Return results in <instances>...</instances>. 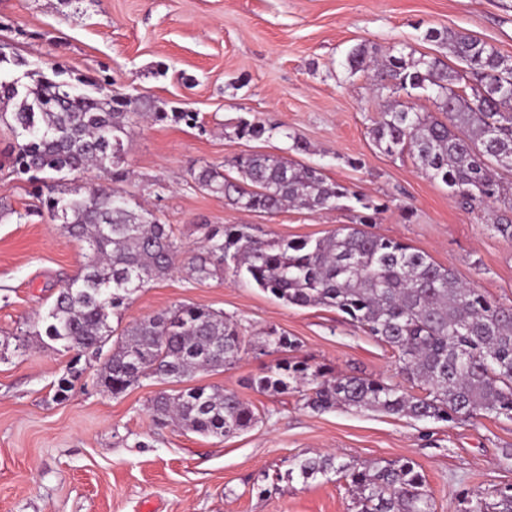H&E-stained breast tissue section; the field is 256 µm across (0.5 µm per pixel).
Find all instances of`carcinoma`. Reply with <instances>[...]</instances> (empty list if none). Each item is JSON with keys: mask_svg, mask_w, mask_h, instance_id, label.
<instances>
[{"mask_svg": "<svg viewBox=\"0 0 512 512\" xmlns=\"http://www.w3.org/2000/svg\"><path fill=\"white\" fill-rule=\"evenodd\" d=\"M424 39L448 49L463 64L452 69L426 54L378 56L367 44L347 56L350 73L373 72L392 100L374 121L370 136L387 156L413 158L431 178L448 186L465 208L485 210L493 228L512 238V57L463 30L430 28ZM27 62L0 47V120L15 141L13 172L40 182L36 198L63 232L86 244L81 272L57 290L39 318L45 335L74 352L73 366L59 379L62 401L80 375L85 355L102 360L97 384L114 397L146 378L183 382L200 370L235 364L245 352L237 321L221 311L176 305L121 330L133 295L166 277L184 254L170 224L115 188H91L67 197L48 175L98 170L125 183L124 141L140 120L198 126L195 112H168L150 99L114 94L105 81L72 83L57 64L51 74L27 71L32 80L17 88L14 68ZM427 93L439 115L418 112L409 102ZM269 129L240 120L241 138L259 139ZM235 175L214 165L191 172L198 186L247 211L275 214L292 205L309 211L355 210V223L317 238L263 239L248 224H202L203 248L187 258L198 282L221 278L224 267L270 292L286 305L326 307L346 316L364 333L398 352L407 387L382 379L335 377L305 361L283 359L256 380L261 391L278 393L293 383L308 386L306 407L383 411L415 420L474 422L512 418V307L489 299L428 255L369 234L386 208L328 180L321 169L285 157L247 153L236 158ZM505 204L502 210L494 209ZM265 346L294 352L298 343L275 328ZM158 422L169 420L206 436L224 437L251 427L257 417L235 393L219 386H193L153 400ZM307 481L340 474L355 492L359 512H434L422 474L409 459L362 466L328 455L302 459L288 473ZM465 512H512V485L465 496Z\"/></svg>", "mask_w": 512, "mask_h": 512, "instance_id": "carcinoma-1", "label": "carcinoma"}]
</instances>
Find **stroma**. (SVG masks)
Returning a JSON list of instances; mask_svg holds the SVG:
<instances>
[{
  "mask_svg": "<svg viewBox=\"0 0 512 512\" xmlns=\"http://www.w3.org/2000/svg\"><path fill=\"white\" fill-rule=\"evenodd\" d=\"M462 29L512 56V0H0V40L30 67L58 63L71 78L106 77L114 91L198 113L202 129L144 123L125 144L123 190L175 225L184 246L202 224H249L266 238H319L352 223L345 209L244 211L200 189L191 172H231L245 153L321 168L333 181L384 202L369 232L424 252L499 304L512 307V239L483 211L461 208L441 181L410 157H390L368 131L387 101L346 58L360 43L380 54L405 48L447 57L427 28ZM248 118L270 127L237 137ZM0 121V204L37 203L5 153ZM308 145L296 152L295 143ZM79 242L48 217L0 220V512H355L336 475L287 477L292 460L322 455L370 465L412 460L435 512H464L465 492L512 484V419L474 424L418 421L376 411L315 412L302 390L254 384L282 355L258 354L268 328L296 339L298 360L345 376L399 383L398 354L323 307L288 306L225 270L203 283L176 269L137 292L124 323L178 303L224 311L242 327L247 353L233 367L196 373L197 385L235 392L258 416L248 430L205 437L152 416L173 383L146 379L112 397L96 384L99 362L83 357L81 378L54 400L72 354L33 335L58 288L80 273ZM29 334V350H10Z\"/></svg>",
  "mask_w": 512,
  "mask_h": 512,
  "instance_id": "1",
  "label": "stroma"
}]
</instances>
